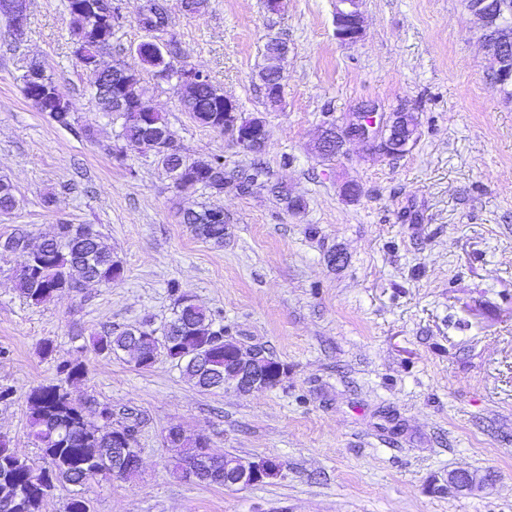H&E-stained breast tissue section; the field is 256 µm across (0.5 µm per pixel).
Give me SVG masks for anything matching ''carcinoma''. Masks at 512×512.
<instances>
[{
  "instance_id": "obj_1",
  "label": "carcinoma",
  "mask_w": 512,
  "mask_h": 512,
  "mask_svg": "<svg viewBox=\"0 0 512 512\" xmlns=\"http://www.w3.org/2000/svg\"><path fill=\"white\" fill-rule=\"evenodd\" d=\"M76 0H68V10L75 41L86 36L88 21L75 9ZM123 80L124 96L142 99L146 89L141 85L139 72L118 67ZM187 112L199 123L224 131V106L217 101L215 88L209 81L200 82L188 96L181 98ZM122 137L140 147L146 140V131L133 115L123 113ZM224 157L194 160L189 170L174 172L176 187L185 189L201 185L215 194L232 185L246 193L261 184L265 169L256 166L249 173L229 176L224 170ZM16 206L12 185L0 181V213H8ZM213 210H190L184 223L198 237L217 245L224 244V221L212 219ZM47 251L43 252L42 265L29 264L28 239L15 233L0 240V250L23 258L15 273V280L22 297L32 305L50 301L54 295L76 292L91 280L110 286L121 276V267L113 259L112 249L101 241L100 235L90 224H58L55 232L46 238ZM175 295L176 311L168 322L163 335L156 334L151 321L143 320L136 326L122 330H104L92 338L94 350L99 355L112 356L128 352L137 346L141 361L148 369L165 357L177 366L182 374L195 381L203 391H210L211 378L224 374V325L214 314L197 303L185 304L187 293L178 285H171ZM209 349L207 364H200L189 356L188 349ZM58 383L39 386L28 395V436L41 451L43 465L38 467L31 460L22 458L0 438V512H41L43 499L63 483L80 484L89 473L107 475L112 462L121 456L123 444H136V427L125 425L117 429L112 424V409L102 407L101 422L89 421L83 405L70 398L65 384L85 376L83 365L62 361L56 366ZM170 448L182 449L174 465V473L182 480L224 486V461L208 466L197 464L202 450L208 447L205 436L193 441L170 442Z\"/></svg>"
}]
</instances>
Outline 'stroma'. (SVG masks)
<instances>
[{"label":"stroma","instance_id":"obj_1","mask_svg":"<svg viewBox=\"0 0 512 512\" xmlns=\"http://www.w3.org/2000/svg\"><path fill=\"white\" fill-rule=\"evenodd\" d=\"M144 0H123L105 64L138 69L180 153L223 156L227 172L265 167V186L181 190L122 137L75 60L67 0H30L23 40L0 17V179L16 207L0 236L32 241L55 224H89L122 267L120 279L36 306L19 294L17 255L0 253V437L37 458L26 396L81 363L71 396L95 420L136 425L141 457L128 480L81 487L93 512H512V102L488 77V54L465 0H363L364 31L335 34V0H209L192 15L164 0L166 40L206 73L242 117L262 118V154L200 125L174 82L134 52L147 40ZM284 41L285 89L266 104L258 77L266 43ZM39 62L71 104L63 128L23 93ZM371 100L380 114L414 112V143L398 156L347 143L315 151L325 123ZM356 183L359 197L343 195ZM300 198L292 210L281 189ZM224 213V243L197 237L186 211ZM219 313L224 333L260 344L287 373L273 389L208 393L169 360L147 370L127 354L98 355L92 337L170 319L171 282ZM55 351L43 355V341ZM203 435L216 457L280 461L265 482L230 489L180 480L170 428ZM457 469L491 474L481 491L448 486Z\"/></svg>","mask_w":512,"mask_h":512}]
</instances>
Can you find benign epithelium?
I'll list each match as a JSON object with an SVG mask.
<instances>
[{
    "instance_id": "7a95c632",
    "label": "benign epithelium",
    "mask_w": 512,
    "mask_h": 512,
    "mask_svg": "<svg viewBox=\"0 0 512 512\" xmlns=\"http://www.w3.org/2000/svg\"><path fill=\"white\" fill-rule=\"evenodd\" d=\"M121 0H89L91 19L95 25L89 27L87 38L74 49V55L82 67H93L105 70L101 65V57L108 49L111 36L106 30L114 28L120 18ZM362 0H336L335 32L336 38L342 42L353 43L363 33ZM475 29L481 34L491 60V72L498 76L499 84L512 80V0H467ZM158 22L149 28L151 38L143 46L135 48L136 54L148 55L153 48L165 47V43L157 37L168 27V18L160 5H155ZM0 14L7 17L13 33L17 37L25 34L28 23V0H0ZM165 80H175L179 92H184L189 85L207 79L200 70L187 61L179 66L169 65L158 73ZM96 95L101 98L116 97L119 111L129 108L136 112L138 120L146 127L147 140L141 152L150 158H160L173 153V144L166 133H159L155 127V109L149 101L128 102L120 94H112L104 87L96 88ZM378 108L371 101L359 102L349 118L341 125L332 124L326 127L317 142V152L326 156L331 148L341 149L347 142L363 145L370 152L392 154L399 149L407 150L410 142L415 140L416 129L403 123L405 133L397 135L389 141L390 130L396 121L389 120L377 125L375 115ZM224 128L232 139L247 150L259 151L265 148L269 137L266 122L258 117L243 119L238 113L236 103L224 98ZM226 357L232 358V366L224 368V384L217 387L221 391L230 385L237 392H251L255 389H269L271 384L265 365L271 358L260 345L243 347L232 338H224ZM282 464L276 460H266L258 464L224 461V483L230 487L247 488L264 480L272 471H279ZM450 484L457 491H475L490 484L484 475L469 470H459L448 477Z\"/></svg>"
}]
</instances>
